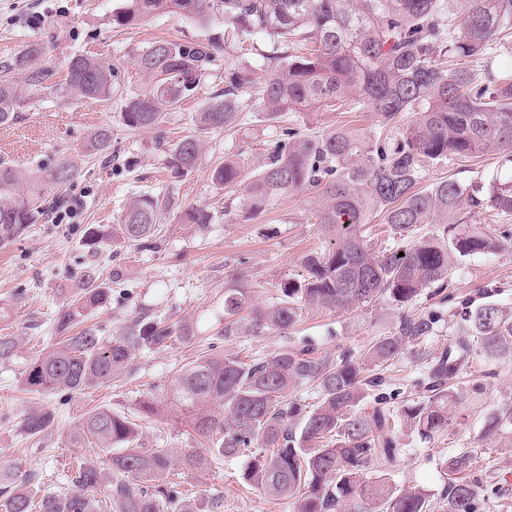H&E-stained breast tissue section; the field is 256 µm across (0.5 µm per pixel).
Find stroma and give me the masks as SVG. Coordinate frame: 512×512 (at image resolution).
I'll return each instance as SVG.
<instances>
[{
    "mask_svg": "<svg viewBox=\"0 0 512 512\" xmlns=\"http://www.w3.org/2000/svg\"><path fill=\"white\" fill-rule=\"evenodd\" d=\"M119 0H0V64L33 43L45 53L40 65L61 70L68 58L85 55L120 68V87L112 98L98 101L42 92L20 111L13 123L0 126V159L27 177L59 159L78 169L66 192L73 217L45 220L0 245V335L20 337V351L0 363V470L12 467L43 472L53 490L66 485L65 474L83 448L70 441L86 412L96 407L133 411L142 395L153 392L183 364L207 349L262 359L281 348L308 343L318 352L335 354L348 348L362 353L378 336L394 331L401 308L383 302L369 309L340 311L309 309L301 323L285 334L220 336L224 325V286L230 273L243 272L254 289L255 304L272 302L281 283L301 279L306 255L324 250L330 233L316 213L322 205L317 192L276 199L261 214L246 217L240 202L244 187L217 188L212 170L229 157L253 164L272 150L285 129L316 134L325 125H349L376 132L381 123L373 112H287L275 122L259 121L244 110L240 123L228 131H203L195 114L224 89V62L216 60L195 93L164 110L153 129L131 130L123 123V100L142 88L146 79L135 65L137 53L159 39L207 41L223 37L224 25L203 23L181 13H164L135 27L112 23ZM112 129V144L104 154L89 150L88 139L100 126ZM202 140L199 166L183 177H172L165 166L170 149L184 137ZM512 177V162L489 151L429 168L428 181L454 179L464 184ZM164 194L174 205L164 224L139 243L112 240L92 246V228L117 224L133 197ZM203 207L211 223L185 224L184 209ZM468 225L490 230L501 247L492 254L458 261L446 284L445 296L422 294L416 309L434 310L441 317L427 348L450 342L466 305L494 300L512 307V216L488 212L469 215ZM96 269L110 290L105 305L88 316L101 335L120 332L140 315L158 320H184L194 330L191 340L155 351L139 352L130 372L111 383L80 392L42 395L24 391L21 374L30 358L57 341L56 317L73 298L85 270ZM451 384L458 394L448 429L430 438L405 426L396 429L399 454L390 471L397 488H420L440 494L448 479L443 458L471 449H488L472 478L479 486L497 485L499 493L480 502L479 512H512V426L491 429L490 422L512 406V355L491 359L474 353ZM55 411L53 428L29 437L22 429L34 408ZM147 444L188 449L196 442L181 423L156 419L144 423ZM243 459H227L201 473L186 475V483L223 498L220 512H297L294 499H276L251 489L241 479Z\"/></svg>",
    "mask_w": 512,
    "mask_h": 512,
    "instance_id": "35a3bbf8",
    "label": "stroma"
}]
</instances>
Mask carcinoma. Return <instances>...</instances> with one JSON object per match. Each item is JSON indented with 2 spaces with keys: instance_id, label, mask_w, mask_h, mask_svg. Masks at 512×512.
I'll return each instance as SVG.
<instances>
[{
  "instance_id": "carcinoma-1",
  "label": "carcinoma",
  "mask_w": 512,
  "mask_h": 512,
  "mask_svg": "<svg viewBox=\"0 0 512 512\" xmlns=\"http://www.w3.org/2000/svg\"><path fill=\"white\" fill-rule=\"evenodd\" d=\"M179 11L203 23L224 22V41L243 45L265 35L271 50L262 55L266 77L241 58L227 69L224 95L196 113L203 130L236 126L255 101L267 121L283 112L333 111L352 104L378 114L389 125L402 112L416 119L400 131L357 133L330 126L314 136L288 130L267 160L258 165L242 206L253 216L270 201L318 189L326 200L318 223L333 233L324 252L307 257L300 281L279 285L276 301L253 303L251 285L235 272L224 288V332L285 333L303 308L349 311L388 301L404 307L423 290L448 280L455 262L490 254L499 242L460 224L463 213L490 209L512 215V179L462 184L440 180L422 186L429 167L489 149L512 158V70L493 68L491 50L512 28V0H122L112 13L118 27ZM452 12L445 29L440 19ZM217 42L161 39L138 53L135 63L149 83L124 99L122 119L132 130L152 128L161 109L192 93L207 75ZM41 47L32 44L0 68V125L18 118L20 97L12 74L25 75L32 93L45 90L108 100L117 90V68L83 55L67 63L65 82L38 65ZM112 129L94 130L90 148L111 147ZM202 145L182 140L167 160L174 177L199 163ZM78 170L68 159L39 170L18 189L20 176L0 160V243L38 223L44 202L58 200ZM242 163L227 160L213 170L212 182L237 186ZM170 210V200L137 196L120 218L122 238L151 237ZM399 239L376 254L361 235L374 215ZM187 224H209L198 207L183 212ZM422 224L440 233L416 237ZM109 291L95 273L85 272L79 292L56 318L62 340L42 350L26 366L22 386L30 392H79L126 373L137 351L169 348L193 336L185 322L164 323L144 315L122 332L102 336L85 327L72 332L102 307ZM438 316L427 310L402 317L395 331L379 336L358 356L342 350L318 355L308 344L283 348L248 361L235 353L212 352L184 364L169 382L138 403L135 413L107 407L88 411L72 440L92 450L77 461L67 488L54 491L44 477L28 471L0 472V512H96L95 495L104 492L109 512H202L182 490L175 467L201 472L226 458H246L243 482L274 498H293L297 512H478L479 494L466 475L478 458L469 450L447 457L442 504L420 488L400 490L387 477L397 459L394 431L403 422L430 437L448 427L457 400L448 381L459 374L474 350L489 358L512 354V312L495 301L465 311L454 343L438 352L420 348L434 333ZM416 347L429 382L421 399L398 407L402 394L380 372ZM18 341L0 336V363L16 355ZM313 387L320 396L312 410L292 393ZM373 397L371 412L359 409ZM183 415L202 449L174 454L149 448L141 421ZM47 409L28 412V436L54 426ZM107 467L100 466V459Z\"/></svg>"
}]
</instances>
